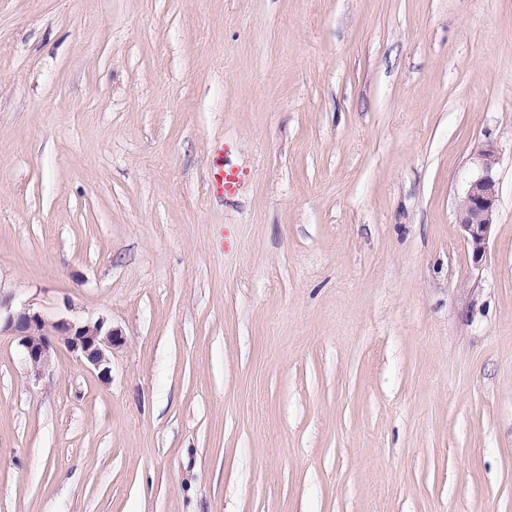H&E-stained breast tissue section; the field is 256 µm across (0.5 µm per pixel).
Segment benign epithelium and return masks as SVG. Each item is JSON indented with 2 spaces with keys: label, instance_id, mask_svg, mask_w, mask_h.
<instances>
[{
  "label": "benign epithelium",
  "instance_id": "1",
  "mask_svg": "<svg viewBox=\"0 0 512 512\" xmlns=\"http://www.w3.org/2000/svg\"><path fill=\"white\" fill-rule=\"evenodd\" d=\"M499 150L488 143L476 155L477 174L469 182L457 205V221L474 261L483 258L495 225L500 183L496 176ZM19 339L24 358L34 372L48 366L54 343L58 342L89 370L106 382L111 378L112 350L123 344L120 330L105 319H52L44 311L24 304L6 309L0 316V333Z\"/></svg>",
  "mask_w": 512,
  "mask_h": 512
}]
</instances>
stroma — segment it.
<instances>
[{"instance_id": "stroma-1", "label": "stroma", "mask_w": 512, "mask_h": 512, "mask_svg": "<svg viewBox=\"0 0 512 512\" xmlns=\"http://www.w3.org/2000/svg\"><path fill=\"white\" fill-rule=\"evenodd\" d=\"M0 301V512H512V0H0ZM499 150L488 143L476 155L477 174L457 205V221L475 262L483 258L495 225L500 183L496 176ZM17 336L24 350V358L37 374L48 366L54 343L58 342L98 378H111L112 350L124 342L120 330L113 328L104 318L97 320L51 319L44 311L24 304L6 309L2 317L0 301V334Z\"/></svg>"}]
</instances>
